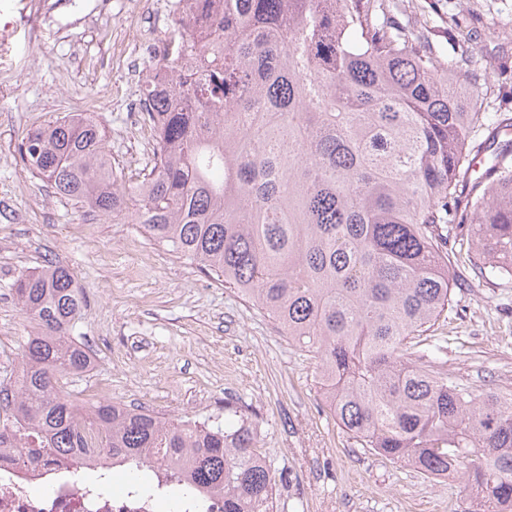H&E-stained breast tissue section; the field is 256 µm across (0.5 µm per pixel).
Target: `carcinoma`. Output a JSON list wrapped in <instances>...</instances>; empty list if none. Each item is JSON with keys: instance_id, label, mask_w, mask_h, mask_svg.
Here are the masks:
<instances>
[{"instance_id": "obj_1", "label": "carcinoma", "mask_w": 512, "mask_h": 512, "mask_svg": "<svg viewBox=\"0 0 512 512\" xmlns=\"http://www.w3.org/2000/svg\"><path fill=\"white\" fill-rule=\"evenodd\" d=\"M386 0H176L162 57L142 86L154 165L126 185L105 126L70 114L29 130L20 159L54 194L142 231L197 263L319 360L332 416L365 448L426 477L460 474L477 512H512V390L478 395L418 349L452 309L446 249L459 213L487 281L512 279V142H498L478 61H448ZM487 130L482 142L478 133ZM493 174L469 175L475 151ZM32 327L19 386L0 410L27 423L0 448L60 456L80 420L132 469L190 459L184 490L224 494V512H270L274 478L251 426L203 431L114 402L77 405L54 376L80 377L84 304L62 266L9 284Z\"/></svg>"}]
</instances>
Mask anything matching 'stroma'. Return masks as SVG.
<instances>
[{
    "mask_svg": "<svg viewBox=\"0 0 512 512\" xmlns=\"http://www.w3.org/2000/svg\"><path fill=\"white\" fill-rule=\"evenodd\" d=\"M175 0H0V343L30 330L6 287L48 264L69 269L85 303L77 331L94 372L71 380L84 400L145 405L166 417L252 424L276 476L273 512H471L461 482L428 479L407 463L362 447L319 392L318 361L263 311L150 241L124 217L93 215L56 197L22 164L30 128L94 106L105 150L128 184L153 165L156 134L130 128L143 77L168 36ZM42 11L39 30L14 29ZM391 15L424 26L448 57L467 50L494 87L499 119L512 117V0H389ZM453 309L430 334L448 341L449 373L482 392L512 390V281L478 279L455 254Z\"/></svg>",
    "mask_w": 512,
    "mask_h": 512,
    "instance_id": "1",
    "label": "stroma"
}]
</instances>
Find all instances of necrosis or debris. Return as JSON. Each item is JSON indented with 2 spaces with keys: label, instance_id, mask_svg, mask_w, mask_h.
<instances>
[{
  "label": "necrosis or debris",
  "instance_id": "4bbe7bcc",
  "mask_svg": "<svg viewBox=\"0 0 512 512\" xmlns=\"http://www.w3.org/2000/svg\"><path fill=\"white\" fill-rule=\"evenodd\" d=\"M78 453L85 459L91 480L72 476L68 458L43 453L20 456L17 449L0 448V512H224L222 494L173 496V485L157 476L150 489L130 484L122 493L100 491L110 482L112 457L109 435L77 426Z\"/></svg>",
  "mask_w": 512,
  "mask_h": 512
}]
</instances>
